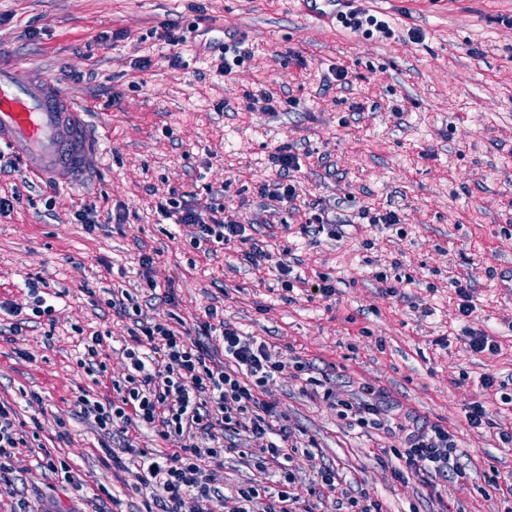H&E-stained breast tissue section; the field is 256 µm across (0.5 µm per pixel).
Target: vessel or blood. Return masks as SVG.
Instances as JSON below:
<instances>
[{
    "label": "vessel or blood",
    "instance_id": "1",
    "mask_svg": "<svg viewBox=\"0 0 512 512\" xmlns=\"http://www.w3.org/2000/svg\"><path fill=\"white\" fill-rule=\"evenodd\" d=\"M88 116L55 78L0 57V148L27 178L67 187L87 175L101 145Z\"/></svg>",
    "mask_w": 512,
    "mask_h": 512
}]
</instances>
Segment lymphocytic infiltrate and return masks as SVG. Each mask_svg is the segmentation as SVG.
I'll return each instance as SVG.
<instances>
[{
    "instance_id": "lymphocytic-infiltrate-1",
    "label": "lymphocytic infiltrate",
    "mask_w": 512,
    "mask_h": 512,
    "mask_svg": "<svg viewBox=\"0 0 512 512\" xmlns=\"http://www.w3.org/2000/svg\"><path fill=\"white\" fill-rule=\"evenodd\" d=\"M271 160L277 178L263 185L262 195L278 204L298 200L299 185L290 177L300 168L298 156L283 145ZM157 211L173 224L195 227L194 245L238 241L245 245L246 262L257 266L271 258L250 242L245 225L222 218L205 221L202 205L189 199H169ZM111 307L118 318L139 323L123 349L126 373L113 381L111 392L94 398L82 391L75 404L104 436L140 427L153 431L157 447H129L121 455L110 446L102 448L116 465L129 455L135 489L150 493L145 512H212L211 501L220 494L224 512H313L299 506L288 428L268 396L269 383L287 368L279 354L264 340L215 324L213 307L191 330L180 320L141 321V306L122 297L113 298ZM172 439L177 447H169ZM257 439L265 440V447H254ZM30 445L14 408L0 401V492L16 496L21 476L13 460ZM229 455L263 473L264 481L225 495L222 472ZM395 456L411 473L431 479L463 470L447 427L439 423L418 428Z\"/></svg>"
}]
</instances>
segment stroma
I'll list each match as a JSON object with an SVG mask.
<instances>
[{
    "mask_svg": "<svg viewBox=\"0 0 512 512\" xmlns=\"http://www.w3.org/2000/svg\"><path fill=\"white\" fill-rule=\"evenodd\" d=\"M364 7L389 22L391 37L315 20L298 0H0V50L89 104L103 140L91 176L72 189L31 183L0 157V197H19L0 213V302L27 319L19 336L0 334V400L26 430L41 426L42 443L85 480L71 494L22 451V491L36 512H144L72 404L78 388L96 389L77 363L81 334H101L109 375L124 371L131 323L107 304L120 288L156 320L174 313L191 324L213 305L275 345L289 368L270 394L299 449L297 492L318 512H348L352 497L384 512H512L493 488L512 482V442L500 437L512 433V404L501 401L512 396V300L497 286L512 271V0ZM175 15L189 29L181 68L170 66L161 37ZM233 30L246 31L247 57L224 76L218 46ZM143 57L145 71L134 66ZM335 66L347 69L345 86L329 83ZM261 90L280 100L277 111L249 110L247 93ZM283 144L302 161V201L342 226L307 235L304 213L286 208L278 224L261 226L273 257L287 258L288 278L273 262L245 264L241 243L206 254L191 228L159 223L155 208L174 190L258 223L259 187ZM83 207L96 215L94 231L74 218ZM368 208L396 211L401 223H367ZM143 254L158 285L174 286L176 305L150 298ZM30 278L63 293L52 318H33ZM458 278L471 287L468 317L458 311ZM324 279L335 294L309 298ZM480 331L499 354L470 350L467 336ZM489 374L493 392L482 387ZM476 400L490 418L478 429L464 417ZM344 401L381 403L377 424L360 425ZM408 415L454 436L466 475L449 476L445 494L394 475ZM316 464L334 468V498L315 494ZM102 484L111 494L101 499Z\"/></svg>",
    "mask_w": 512,
    "mask_h": 512,
    "instance_id": "obj_1",
    "label": "stroma"
}]
</instances>
